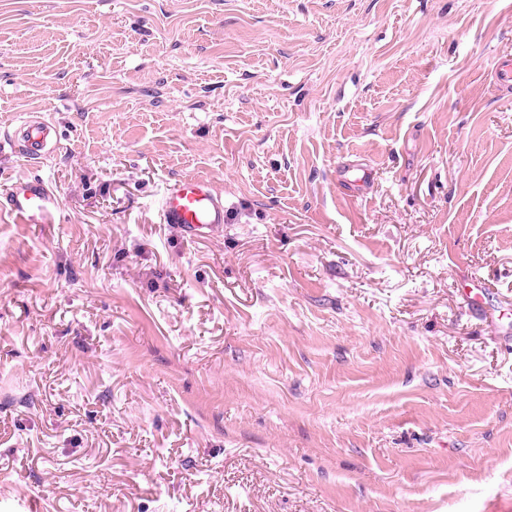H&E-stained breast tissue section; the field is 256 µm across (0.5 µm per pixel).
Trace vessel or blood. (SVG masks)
<instances>
[{
	"label": "vessel or blood",
	"instance_id": "obj_1",
	"mask_svg": "<svg viewBox=\"0 0 512 512\" xmlns=\"http://www.w3.org/2000/svg\"><path fill=\"white\" fill-rule=\"evenodd\" d=\"M499 90L512 93V58H498L491 70ZM51 125L38 117L25 118L16 126L10 143L20 146L21 152L31 160L40 159L47 145ZM58 199L49 184L33 176L13 183L5 196V207L25 224H45ZM158 212L162 223L176 226L184 236L199 237L201 232L215 233L224 224V198L217 193L210 180L185 177L166 182L160 194ZM481 277H473L472 286L465 294L466 306L478 318L491 320L494 310L483 300Z\"/></svg>",
	"mask_w": 512,
	"mask_h": 512
}]
</instances>
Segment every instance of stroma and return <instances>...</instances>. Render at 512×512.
I'll return each mask as SVG.
<instances>
[{
  "instance_id": "1",
  "label": "stroma",
  "mask_w": 512,
  "mask_h": 512,
  "mask_svg": "<svg viewBox=\"0 0 512 512\" xmlns=\"http://www.w3.org/2000/svg\"><path fill=\"white\" fill-rule=\"evenodd\" d=\"M509 55L512 0H0L59 140L0 139L59 197L0 209V512H512ZM491 74L495 85L499 90L506 93H512V58L500 57L498 58L491 70ZM160 220L176 226L185 237L196 238L202 229L213 235L224 224V198L210 180L185 177L165 183L158 202ZM485 279L482 276H473L471 284L473 285V288H470V290L465 292V302L466 306L469 309V312L481 319L486 320H494L495 313L499 312V314L496 316L498 320H501L504 314H501V311H498L496 309H488L483 300V288H481L480 284Z\"/></svg>"
}]
</instances>
